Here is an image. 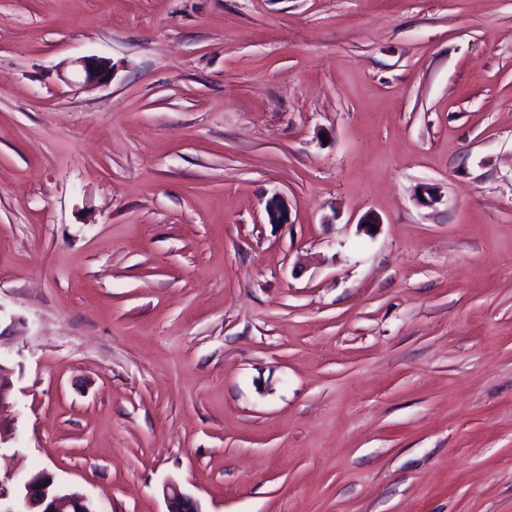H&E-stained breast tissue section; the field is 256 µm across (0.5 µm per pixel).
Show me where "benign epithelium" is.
Returning <instances> with one entry per match:
<instances>
[{
	"label": "benign epithelium",
	"mask_w": 512,
	"mask_h": 512,
	"mask_svg": "<svg viewBox=\"0 0 512 512\" xmlns=\"http://www.w3.org/2000/svg\"><path fill=\"white\" fill-rule=\"evenodd\" d=\"M88 83H103L113 74L111 62L102 57L87 56L75 61ZM272 224L288 223V212L282 201L274 198L267 206ZM12 369L0 359V409L5 394L11 389ZM167 512H201L198 502L171 482L163 487ZM0 512H100L95 503L79 491L63 488L55 476L38 472L20 480L14 474L0 475Z\"/></svg>",
	"instance_id": "1"
}]
</instances>
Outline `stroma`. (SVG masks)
I'll return each instance as SVG.
<instances>
[{
	"instance_id": "stroma-1",
	"label": "stroma",
	"mask_w": 512,
	"mask_h": 512,
	"mask_svg": "<svg viewBox=\"0 0 512 512\" xmlns=\"http://www.w3.org/2000/svg\"><path fill=\"white\" fill-rule=\"evenodd\" d=\"M0 356L101 512H512V0H0ZM76 64L80 66L84 72L85 81L87 83H103L111 77V74L113 76V66L111 62L102 57H82L76 61ZM163 495L168 507L166 512H202L198 502L176 483H167L163 487Z\"/></svg>"
}]
</instances>
